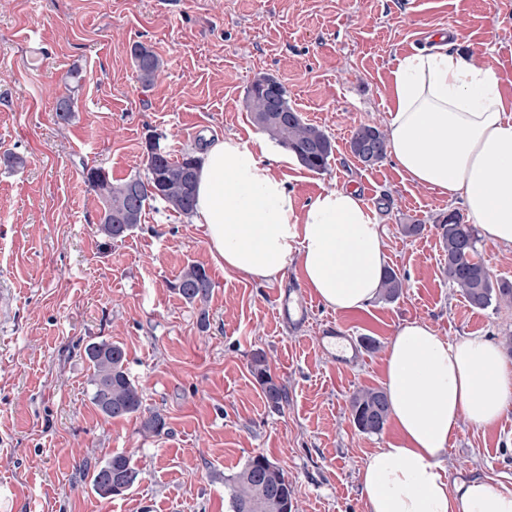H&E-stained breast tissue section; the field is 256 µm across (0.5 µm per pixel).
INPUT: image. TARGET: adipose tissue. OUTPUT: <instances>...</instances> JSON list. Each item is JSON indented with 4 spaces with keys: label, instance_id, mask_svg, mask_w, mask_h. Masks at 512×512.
Returning <instances> with one entry per match:
<instances>
[{
    "label": "adipose tissue",
    "instance_id": "adipose-tissue-1",
    "mask_svg": "<svg viewBox=\"0 0 512 512\" xmlns=\"http://www.w3.org/2000/svg\"><path fill=\"white\" fill-rule=\"evenodd\" d=\"M386 139L412 183L461 200L484 240L512 249V99L478 52L442 45L399 59ZM201 158L193 221L217 263L268 284L294 261L325 307L372 305L387 266L385 229L358 189L327 188L298 205L274 171L288 155L233 136ZM383 386L398 441L360 470L367 512H512V490L446 478L448 441L461 423L494 426L512 405V362L496 343H452L426 320L404 321L386 350Z\"/></svg>",
    "mask_w": 512,
    "mask_h": 512
}]
</instances>
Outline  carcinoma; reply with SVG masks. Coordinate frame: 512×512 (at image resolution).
Instances as JSON below:
<instances>
[{
	"label": "carcinoma",
	"instance_id": "cac0c4a2",
	"mask_svg": "<svg viewBox=\"0 0 512 512\" xmlns=\"http://www.w3.org/2000/svg\"><path fill=\"white\" fill-rule=\"evenodd\" d=\"M130 56L139 79L151 83L160 69V61L153 51L142 43L130 47ZM245 104L253 122L278 145L293 154L307 170L323 173L328 170L334 154V144L326 132L306 122L294 111L288 99V90L268 75L256 77L247 88ZM371 141L375 143L372 164L387 155L386 135L371 125L359 126L350 139V150ZM146 175L112 182L109 172L102 167L87 166L82 171L84 182L103 201V212L108 218L122 217L117 224H102L100 233L110 241L125 238L141 223L143 212L155 203H161L175 212L189 216L195 202V189L184 190L183 177L189 166L200 167L201 158L193 152H183L177 158L166 151L156 152L151 143L145 145ZM139 184L143 192L134 209L128 200L132 185ZM453 212L437 225L445 256L443 273L448 283L460 292L470 306L485 309L493 304H512V285L493 282L489 271L479 259L477 230L472 224L459 223ZM188 303L203 304L212 289L206 268L200 264L186 267L172 285ZM406 288L405 278L393 269L385 271L379 295L385 301L398 299ZM85 354L93 367L90 380V400L107 419L124 418L143 412V394L128 369L127 353L116 343L92 342ZM250 373L274 410L283 407L286 388L271 375L265 355L253 354ZM349 412L357 429L367 434L380 433L388 419L389 407L385 392L363 388L353 393ZM144 432L161 435L166 428L165 418L151 412L142 421ZM140 470L124 453H115L91 473L94 491L103 498L124 494L138 480ZM230 512H292L293 488L282 468L266 455L257 453L244 466L224 479Z\"/></svg>",
	"mask_w": 512,
	"mask_h": 512
}]
</instances>
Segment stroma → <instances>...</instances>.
I'll list each match as a JSON object with an SVG mask.
<instances>
[{"mask_svg": "<svg viewBox=\"0 0 512 512\" xmlns=\"http://www.w3.org/2000/svg\"><path fill=\"white\" fill-rule=\"evenodd\" d=\"M448 28L455 50H479L512 97V0H0V156L25 160L0 164V289L14 298L0 313V512H228L225 477L259 452L287 473L299 512H366L360 469L398 433L390 423L360 432L349 400L382 387L398 327L424 319L452 342L512 335V307L472 308L443 274L437 225L461 204L391 160L363 165L349 147L358 126L383 125L396 59ZM28 35L46 45L41 61L30 62ZM136 42L161 60L152 85L131 61ZM258 75L281 82L335 146L326 172L297 165L278 175L302 204L326 188H358L387 227L389 268L407 280L398 300L341 314L312 299L295 325L275 302L295 270L263 286L224 270L191 217L157 203L124 239L100 234L103 203L83 164L116 180L144 174L152 133L175 156L209 136L254 144L261 133L245 96ZM69 94L75 116L63 124L55 108ZM405 224L423 230L407 237ZM192 263L213 283L204 329L198 305L170 287ZM329 326L357 342L352 365L319 347ZM101 340L125 348L165 434L144 433L136 417L105 419L92 404L84 348ZM257 351L288 392L281 410L250 373ZM117 452L141 476L105 499L85 467ZM446 459L449 479L512 490V411L490 428L462 423Z\"/></svg>", "mask_w": 512, "mask_h": 512, "instance_id": "stroma-1", "label": "stroma"}]
</instances>
